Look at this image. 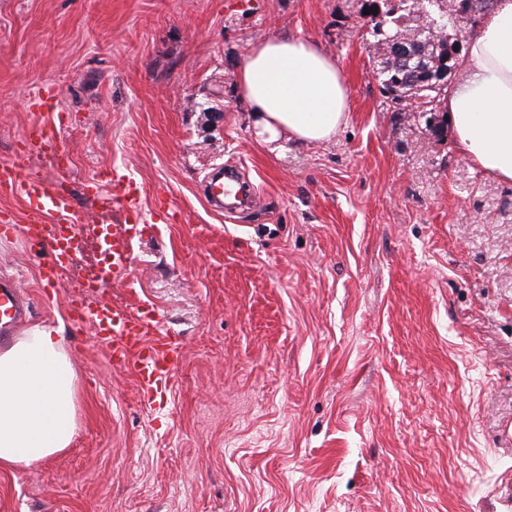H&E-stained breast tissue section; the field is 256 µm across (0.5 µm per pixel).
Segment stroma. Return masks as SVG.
<instances>
[{"label": "stroma", "mask_w": 512, "mask_h": 512, "mask_svg": "<svg viewBox=\"0 0 512 512\" xmlns=\"http://www.w3.org/2000/svg\"><path fill=\"white\" fill-rule=\"evenodd\" d=\"M358 0H0V162L59 92L60 149L21 163L115 221L110 176L171 205L100 300L149 305L182 344L162 406L68 320L71 269L0 236V277L78 374L64 451L0 469V512H512V182L418 113L389 111ZM296 36L340 66L331 141L257 140L236 75L249 46ZM258 196L217 214L214 166Z\"/></svg>", "instance_id": "stroma-1"}]
</instances>
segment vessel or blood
Segmentation results:
<instances>
[{
    "mask_svg": "<svg viewBox=\"0 0 512 512\" xmlns=\"http://www.w3.org/2000/svg\"><path fill=\"white\" fill-rule=\"evenodd\" d=\"M33 107L44 112L45 120L33 123L20 142L24 155H56L60 133L66 127L59 108V95L44 89L35 93ZM238 177L237 167L214 169L205 181L207 203L223 210L224 193ZM21 194L25 205V221L4 224L0 234L17 235L34 247L49 250L48 259L39 269V279L47 287H56L63 275L78 261L77 248L64 244L58 227L70 223L74 204L70 195L60 193L54 184L36 175H23L19 162L0 163V196ZM112 201L119 211V222L112 227V247L106 255L97 285L84 286L82 296L70 300L68 316L92 327L104 345L116 369H132L144 400L155 405L167 392L179 355L177 337L163 332L161 316L153 309L130 310L128 307L104 302L100 288L128 276L131 268L130 248L138 235L139 225L166 221L164 208L146 211L137 191L115 185ZM25 318V300L12 282H0V342L8 343Z\"/></svg>",
    "mask_w": 512,
    "mask_h": 512,
    "instance_id": "obj_1",
    "label": "vessel or blood"
}]
</instances>
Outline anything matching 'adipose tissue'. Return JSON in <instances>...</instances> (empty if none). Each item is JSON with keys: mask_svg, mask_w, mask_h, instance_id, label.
<instances>
[{"mask_svg": "<svg viewBox=\"0 0 512 512\" xmlns=\"http://www.w3.org/2000/svg\"><path fill=\"white\" fill-rule=\"evenodd\" d=\"M463 77L441 105L456 147L512 182V0H495L468 42ZM255 137L321 143L344 126L349 89L312 41L254 42L237 74ZM77 375L55 328L35 325L0 352V466L27 467L68 448L77 430Z\"/></svg>", "mask_w": 512, "mask_h": 512, "instance_id": "adipose-tissue-1", "label": "adipose tissue"}]
</instances>
